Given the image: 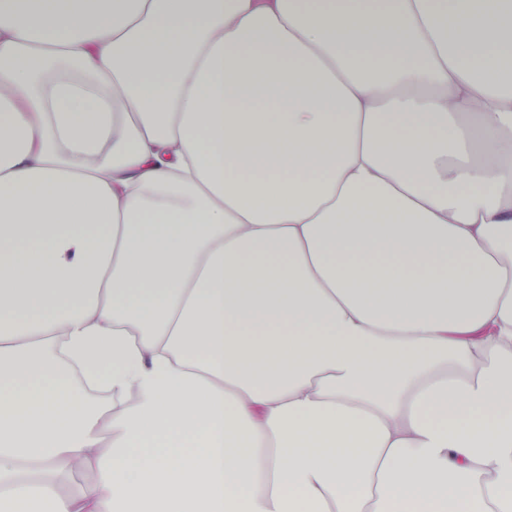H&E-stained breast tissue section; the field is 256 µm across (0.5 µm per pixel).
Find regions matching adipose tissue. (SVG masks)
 <instances>
[{"instance_id":"ef3b65f1","label":"adipose tissue","mask_w":512,"mask_h":512,"mask_svg":"<svg viewBox=\"0 0 512 512\" xmlns=\"http://www.w3.org/2000/svg\"><path fill=\"white\" fill-rule=\"evenodd\" d=\"M0 512H512V0H0Z\"/></svg>"}]
</instances>
